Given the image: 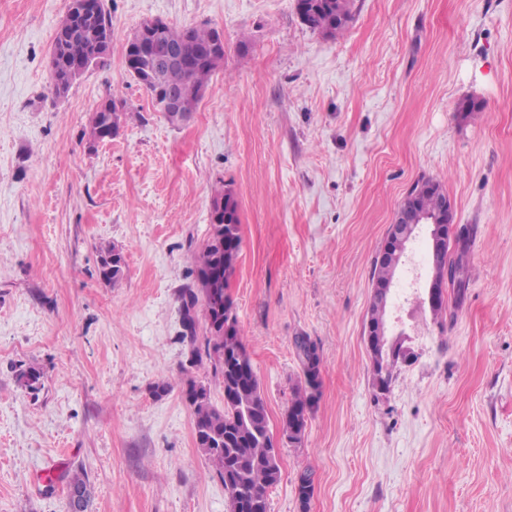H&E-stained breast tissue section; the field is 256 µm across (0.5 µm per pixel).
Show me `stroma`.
<instances>
[{"label":"stroma","mask_w":512,"mask_h":512,"mask_svg":"<svg viewBox=\"0 0 512 512\" xmlns=\"http://www.w3.org/2000/svg\"><path fill=\"white\" fill-rule=\"evenodd\" d=\"M341 36L295 0H104L112 47L65 98L49 58L69 0H0V512H228L195 445L188 379L223 406L210 362L190 365L178 292L197 285L212 200L237 196L229 293L257 368L281 477L269 512H512V0H354ZM218 28L224 63L189 120L170 123L127 70L144 20ZM125 118L90 143L94 109ZM481 112H459L468 99ZM440 181L478 233L464 300L437 325L407 269L390 318L418 355L376 398L363 340L370 269L408 189ZM119 246L125 277L99 275ZM321 351V397L294 446L282 426ZM36 368V389L19 375ZM171 382L154 396L152 386ZM99 273L102 279L116 286L125 276V258L122 252H117L111 244L100 247Z\"/></svg>","instance_id":"1"}]
</instances>
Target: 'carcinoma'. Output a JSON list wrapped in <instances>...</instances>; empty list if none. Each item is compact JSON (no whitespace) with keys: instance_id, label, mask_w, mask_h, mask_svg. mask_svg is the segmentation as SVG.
<instances>
[{"instance_id":"carcinoma-1","label":"carcinoma","mask_w":512,"mask_h":512,"mask_svg":"<svg viewBox=\"0 0 512 512\" xmlns=\"http://www.w3.org/2000/svg\"><path fill=\"white\" fill-rule=\"evenodd\" d=\"M95 14L86 18L79 29L69 30V16H64L55 32L52 51L59 55L58 66L51 80L64 85L68 91L71 66L83 58L99 37L112 35V22L105 10L104 0H95ZM304 4L305 25L323 35L335 38L353 19V0H296ZM192 37L183 42V30L166 26L164 36L175 43H185L191 57L195 51L211 42L216 29L191 28ZM224 57L197 67L155 68L147 57L136 59L130 73L150 94L152 99L166 88L183 91L181 107L184 112L196 111L202 93L213 74L221 67ZM124 113L117 111L115 98L100 103L90 121L88 137L95 143L104 140L110 126L119 127ZM449 203L448 194L438 181L415 183L406 193L397 214L435 215ZM212 232L204 244L198 260L197 284L193 290L181 293L184 337L192 344L191 362L208 360L215 377L224 391V406L218 408L210 400L209 388L193 379L186 384L184 394L193 412V435L196 447L211 463L224 483L229 512H269V490L280 480V467L274 460V445L269 428V417L259 378L243 340L233 301L228 294L235 267L224 264V257L239 255L241 250V222L238 203L232 188L225 187L213 200ZM477 226L467 229V237L445 255L434 256L433 270L448 265L451 269L449 296L457 303L464 298L469 285L464 257ZM99 273L114 286L125 276V258L111 244L100 247ZM204 301L208 336L204 347L196 345V317L194 308ZM300 363V375L293 387V396L284 418L283 434L291 444H299L305 435L310 416L318 406L321 389L322 357L317 343L309 336L294 339ZM401 366L398 361L384 360L378 366L379 379L391 386ZM69 487L85 493L77 501L69 502L71 512H87L91 491L85 477L75 474ZM297 499L301 512H307L314 493L312 474L305 470L298 475Z\"/></svg>"}]
</instances>
